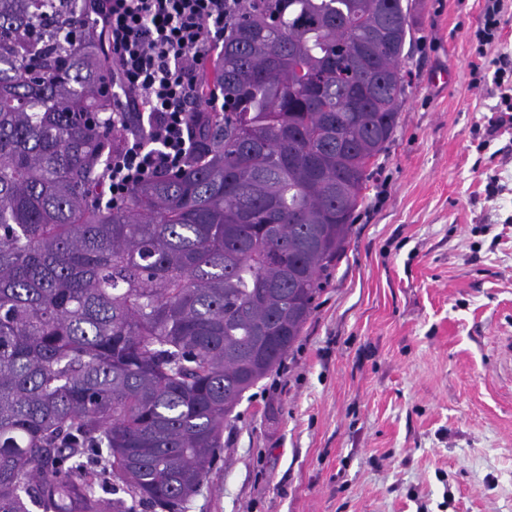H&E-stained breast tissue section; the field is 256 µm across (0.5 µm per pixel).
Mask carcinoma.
Masks as SVG:
<instances>
[{
    "mask_svg": "<svg viewBox=\"0 0 512 512\" xmlns=\"http://www.w3.org/2000/svg\"><path fill=\"white\" fill-rule=\"evenodd\" d=\"M100 10L0 0V512H185L301 336L406 100L405 0H255L194 156L114 207Z\"/></svg>",
    "mask_w": 512,
    "mask_h": 512,
    "instance_id": "1",
    "label": "carcinoma"
}]
</instances>
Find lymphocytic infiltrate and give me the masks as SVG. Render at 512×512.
I'll use <instances>...</instances> for the list:
<instances>
[{
  "label": "lymphocytic infiltrate",
  "instance_id": "lymphocytic-infiltrate-1",
  "mask_svg": "<svg viewBox=\"0 0 512 512\" xmlns=\"http://www.w3.org/2000/svg\"><path fill=\"white\" fill-rule=\"evenodd\" d=\"M241 6L242 0H102L99 25L129 127L110 164L113 202L151 173L187 161L203 115L201 75Z\"/></svg>",
  "mask_w": 512,
  "mask_h": 512
}]
</instances>
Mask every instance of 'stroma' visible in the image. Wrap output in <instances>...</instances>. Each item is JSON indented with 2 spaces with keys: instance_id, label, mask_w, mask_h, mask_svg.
Instances as JSON below:
<instances>
[{
  "instance_id": "obj_1",
  "label": "stroma",
  "mask_w": 512,
  "mask_h": 512,
  "mask_svg": "<svg viewBox=\"0 0 512 512\" xmlns=\"http://www.w3.org/2000/svg\"><path fill=\"white\" fill-rule=\"evenodd\" d=\"M411 14V88L344 255L186 512H512V126L484 140L472 84L512 54V0L482 57L480 0Z\"/></svg>"
}]
</instances>
